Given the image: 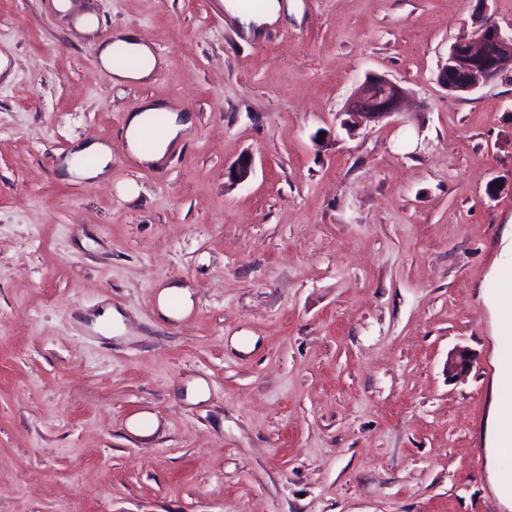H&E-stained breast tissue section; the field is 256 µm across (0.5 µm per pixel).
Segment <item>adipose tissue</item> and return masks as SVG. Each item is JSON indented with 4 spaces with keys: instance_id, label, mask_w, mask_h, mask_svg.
Listing matches in <instances>:
<instances>
[{
    "instance_id": "ef3b65f1",
    "label": "adipose tissue",
    "mask_w": 512,
    "mask_h": 512,
    "mask_svg": "<svg viewBox=\"0 0 512 512\" xmlns=\"http://www.w3.org/2000/svg\"><path fill=\"white\" fill-rule=\"evenodd\" d=\"M224 9L232 17L238 18L246 34L259 36L264 26L273 24L287 12L288 7L282 0H263V7L257 11L241 8L240 0H224ZM121 49L130 55L143 59V66L115 72L120 81H145L154 72L158 59L151 45L132 33L119 37L117 43L103 45L98 59L101 68L110 69L114 50ZM163 105L155 100L144 101L127 117L126 143L132 154L146 164L159 163L183 139L186 130L192 124V116L186 112L167 114L164 131L157 137L152 150L141 147V141L148 132V122L153 113L162 111ZM89 158V165H81V158ZM112 162V152L108 145L101 142H87L79 145L62 160L63 172L67 177L90 182L108 180ZM503 288L487 306L492 315L495 335H503L512 328V260L503 259L493 270ZM486 462L491 484L512 482V468L502 466L501 459L505 450L512 446V405L503 403L499 397H492L485 427Z\"/></svg>"
}]
</instances>
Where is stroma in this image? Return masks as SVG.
Returning <instances> with one entry per match:
<instances>
[{
	"label": "stroma",
	"instance_id": "obj_1",
	"mask_svg": "<svg viewBox=\"0 0 512 512\" xmlns=\"http://www.w3.org/2000/svg\"><path fill=\"white\" fill-rule=\"evenodd\" d=\"M80 3L92 32L0 0V512H504L479 458L490 392L512 402L482 300L512 225V80L438 74L476 17L512 29V0H288L257 40L224 0ZM122 32L152 44L148 81L100 68ZM370 74L409 102L345 128ZM146 99L194 116L157 169L124 140ZM89 140L109 180L62 179ZM172 285L194 303L168 319ZM107 306L121 335L93 327ZM192 294L188 286H172L164 291L159 296V309L168 317H179L188 312L192 307L193 300ZM176 300L177 307L172 306V301Z\"/></svg>",
	"mask_w": 512,
	"mask_h": 512
}]
</instances>
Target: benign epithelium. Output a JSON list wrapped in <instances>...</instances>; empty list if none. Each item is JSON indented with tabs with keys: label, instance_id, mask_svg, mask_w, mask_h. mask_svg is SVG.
<instances>
[{
	"label": "benign epithelium",
	"instance_id": "benign-epithelium-1",
	"mask_svg": "<svg viewBox=\"0 0 512 512\" xmlns=\"http://www.w3.org/2000/svg\"><path fill=\"white\" fill-rule=\"evenodd\" d=\"M474 36L453 44L446 63L440 66L439 82L451 93L473 92L496 82L512 65V33L501 29L490 17L474 20ZM407 90L384 75L371 74L357 85L347 100L343 113L363 122H377L402 112ZM253 169L250 156L241 157L228 171L236 182L248 179ZM471 361L463 349L448 355V376L457 377L469 372Z\"/></svg>",
	"mask_w": 512,
	"mask_h": 512
}]
</instances>
